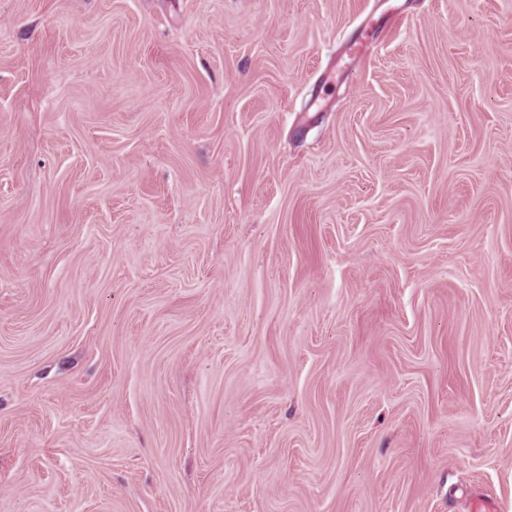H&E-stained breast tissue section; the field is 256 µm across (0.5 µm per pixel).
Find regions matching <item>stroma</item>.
<instances>
[{
	"label": "stroma",
	"instance_id": "1",
	"mask_svg": "<svg viewBox=\"0 0 512 512\" xmlns=\"http://www.w3.org/2000/svg\"><path fill=\"white\" fill-rule=\"evenodd\" d=\"M478 494L512 512V0H0V512Z\"/></svg>",
	"mask_w": 512,
	"mask_h": 512
}]
</instances>
